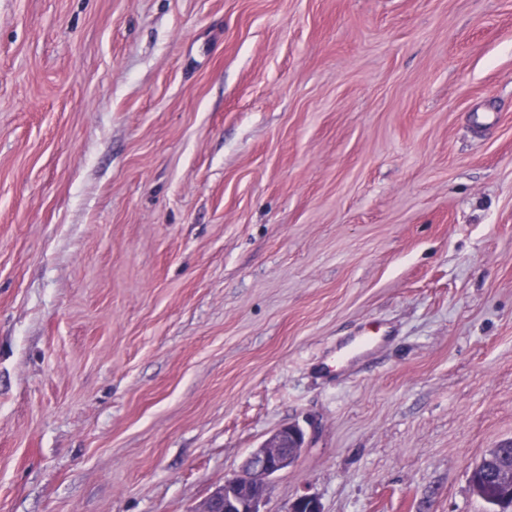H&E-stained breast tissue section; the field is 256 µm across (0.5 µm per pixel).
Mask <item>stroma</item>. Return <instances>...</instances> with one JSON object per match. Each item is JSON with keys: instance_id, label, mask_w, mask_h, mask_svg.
<instances>
[{"instance_id": "1", "label": "stroma", "mask_w": 512, "mask_h": 512, "mask_svg": "<svg viewBox=\"0 0 512 512\" xmlns=\"http://www.w3.org/2000/svg\"><path fill=\"white\" fill-rule=\"evenodd\" d=\"M288 423L263 512H487L512 0H0V512H197Z\"/></svg>"}]
</instances>
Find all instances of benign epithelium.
<instances>
[{
    "instance_id": "benign-epithelium-1",
    "label": "benign epithelium",
    "mask_w": 512,
    "mask_h": 512,
    "mask_svg": "<svg viewBox=\"0 0 512 512\" xmlns=\"http://www.w3.org/2000/svg\"><path fill=\"white\" fill-rule=\"evenodd\" d=\"M305 444L304 430L288 424L277 429L246 458L242 474L224 480L197 512H262L260 506L271 489L272 479L287 469ZM287 512H322L320 501L312 495L293 500Z\"/></svg>"
}]
</instances>
